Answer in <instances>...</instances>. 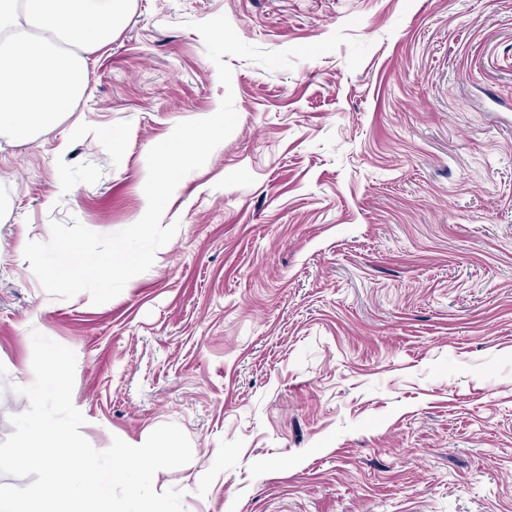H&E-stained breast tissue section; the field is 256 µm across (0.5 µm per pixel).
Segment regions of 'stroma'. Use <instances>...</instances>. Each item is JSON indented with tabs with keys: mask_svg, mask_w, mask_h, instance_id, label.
<instances>
[{
	"mask_svg": "<svg viewBox=\"0 0 512 512\" xmlns=\"http://www.w3.org/2000/svg\"><path fill=\"white\" fill-rule=\"evenodd\" d=\"M219 15L269 51L344 26L370 49L230 58L237 126L153 266L52 297L26 243L141 218L148 151L227 90L191 27ZM90 69L59 127L0 140V441L36 330L76 354L95 449L186 433L153 481L185 512H512V0H133Z\"/></svg>",
	"mask_w": 512,
	"mask_h": 512,
	"instance_id": "1",
	"label": "stroma"
}]
</instances>
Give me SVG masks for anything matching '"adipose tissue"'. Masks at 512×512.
Returning <instances> with one entry per match:
<instances>
[{
    "label": "adipose tissue",
    "instance_id": "ef3b65f1",
    "mask_svg": "<svg viewBox=\"0 0 512 512\" xmlns=\"http://www.w3.org/2000/svg\"><path fill=\"white\" fill-rule=\"evenodd\" d=\"M130 0H0V139L28 144L85 95L87 56L122 30Z\"/></svg>",
    "mask_w": 512,
    "mask_h": 512
}]
</instances>
